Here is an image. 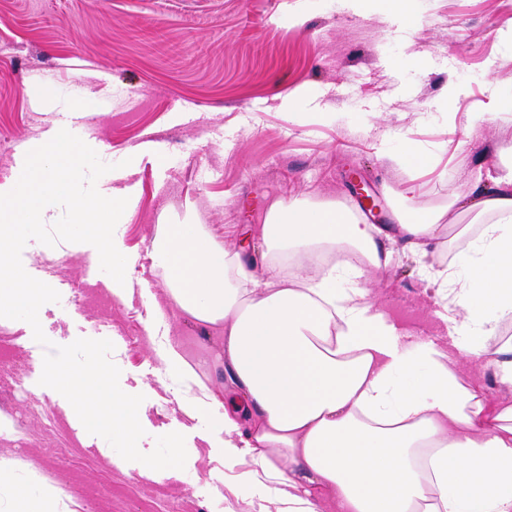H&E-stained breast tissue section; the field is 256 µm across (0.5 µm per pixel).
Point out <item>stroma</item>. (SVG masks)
<instances>
[{"label": "stroma", "mask_w": 512, "mask_h": 512, "mask_svg": "<svg viewBox=\"0 0 512 512\" xmlns=\"http://www.w3.org/2000/svg\"><path fill=\"white\" fill-rule=\"evenodd\" d=\"M408 10L401 22L344 0H0V186L65 129L111 164L98 191L128 199L113 234L124 285H88L92 245H25L27 273L60 295L40 308L42 330L59 346L110 340L121 389L144 397L140 450L171 432L187 450L185 467L158 481L142 463L116 466L102 437L78 439L65 420L71 404L39 383L45 346L28 323L5 318L0 457L16 461L17 481L37 468L60 489L61 512L82 499L97 512H272L275 484L253 477L252 464L224 462V331L172 301L153 241L184 222L223 246L246 236L263 277L259 231L276 200L354 209L350 183L363 180L390 225L395 213L489 187L500 152L512 151V0H410ZM451 84L460 94L449 101ZM299 90L306 99L287 106ZM409 143L428 169L391 163ZM465 244L427 254L393 244L369 273L374 306L443 342L428 273ZM171 348L183 373L166 366Z\"/></svg>", "instance_id": "obj_1"}]
</instances>
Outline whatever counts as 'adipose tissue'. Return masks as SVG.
Wrapping results in <instances>:
<instances>
[{
  "mask_svg": "<svg viewBox=\"0 0 512 512\" xmlns=\"http://www.w3.org/2000/svg\"><path fill=\"white\" fill-rule=\"evenodd\" d=\"M476 224L456 265L437 271L448 339L414 338L374 309L361 287L389 234L336 201L273 203L261 236L274 259L255 277L243 250L200 225H168L154 242L175 304L224 328V369L248 401L224 418V454L249 458L280 487L275 512H512V404L464 385L458 367L493 370L512 389V345H492L512 321V154L489 189L461 191L447 210L400 215L409 249L438 246L446 212ZM345 249L327 274L281 273Z\"/></svg>",
  "mask_w": 512,
  "mask_h": 512,
  "instance_id": "ef3b65f1",
  "label": "adipose tissue"
}]
</instances>
